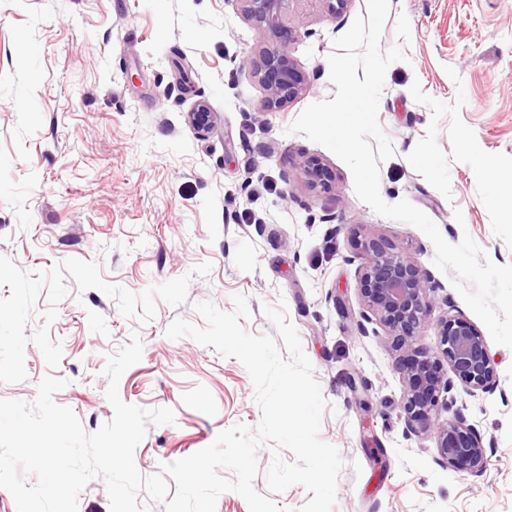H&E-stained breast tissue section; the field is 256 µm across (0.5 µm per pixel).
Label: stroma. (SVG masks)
I'll return each instance as SVG.
<instances>
[{"label":"stroma","mask_w":512,"mask_h":512,"mask_svg":"<svg viewBox=\"0 0 512 512\" xmlns=\"http://www.w3.org/2000/svg\"><path fill=\"white\" fill-rule=\"evenodd\" d=\"M366 13L367 0L337 16L296 0L292 56L308 90L265 112L244 60L268 36L235 0H0V399L30 404L44 377L66 379L53 399L93 433L113 417L107 359L139 335L119 395L175 413L135 451L152 475L260 423L238 359L165 334L177 318L203 326L197 302L230 311L240 294L247 333L275 335L264 309L284 306L313 366L319 437L345 461L332 512H512V349L488 345L493 388L456 379L440 401L437 419L463 416L487 458L478 473L448 467L434 435L408 427L386 329L362 318L359 240L385 241L427 276L434 318L419 346L439 354L437 318L474 314L420 229L376 213L344 162L287 132L333 98V41ZM396 46L408 59L390 65L380 99L395 151L379 165L382 199L512 263V0H390L379 47ZM201 102L206 132L187 119ZM311 156L335 171L332 191L302 179Z\"/></svg>","instance_id":"1"}]
</instances>
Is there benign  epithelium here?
<instances>
[{
  "instance_id": "1",
  "label": "benign epithelium",
  "mask_w": 512,
  "mask_h": 512,
  "mask_svg": "<svg viewBox=\"0 0 512 512\" xmlns=\"http://www.w3.org/2000/svg\"><path fill=\"white\" fill-rule=\"evenodd\" d=\"M244 19L267 32L269 44L256 56L245 60L263 90L260 108L281 112L288 103L308 90L307 83L291 55L297 29L290 20L295 0H236ZM190 124L205 131L212 125V112L201 102L188 113ZM301 175L312 189L329 191L336 173L321 158H308ZM359 246L370 255L369 265L359 280L365 307L363 318L375 317L387 330L390 348L397 355V368L403 374L406 391L401 409L411 430L432 432L440 456L448 466L480 472L486 467L481 437L459 416L439 422L430 417L440 394L448 392L444 377L448 364L460 381L474 390H487L496 384L482 332L469 320L457 315L438 319L443 359L430 355L414 343L416 333L431 318L433 306L428 296L429 281L410 257L393 251L377 239H363Z\"/></svg>"
}]
</instances>
